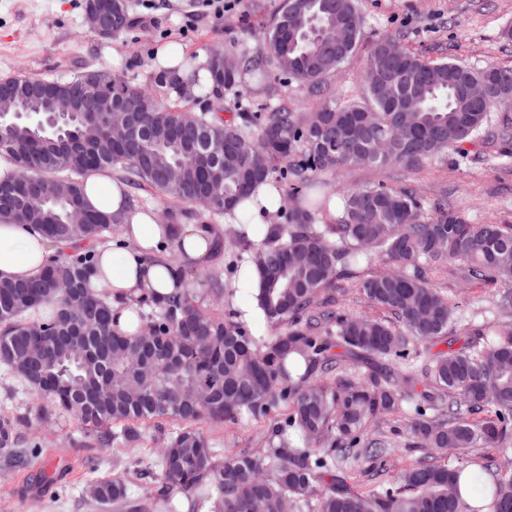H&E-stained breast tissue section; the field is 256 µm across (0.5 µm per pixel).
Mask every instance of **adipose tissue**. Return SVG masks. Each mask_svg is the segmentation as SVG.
Masks as SVG:
<instances>
[{"label": "adipose tissue", "instance_id": "obj_1", "mask_svg": "<svg viewBox=\"0 0 512 512\" xmlns=\"http://www.w3.org/2000/svg\"><path fill=\"white\" fill-rule=\"evenodd\" d=\"M83 188L91 209L112 214L123 224L127 249L122 267H115L111 248H98L92 278L109 292L120 328L134 331L140 324V298L161 301L186 288V267L205 262L215 238L203 224H181L172 230L158 223L155 214L132 205L127 187L110 174H90ZM167 241L175 244L178 260L161 257ZM50 253L48 241L37 230L0 219V281L34 276Z\"/></svg>", "mask_w": 512, "mask_h": 512}]
</instances>
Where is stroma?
I'll use <instances>...</instances> for the list:
<instances>
[{"mask_svg":"<svg viewBox=\"0 0 512 512\" xmlns=\"http://www.w3.org/2000/svg\"><path fill=\"white\" fill-rule=\"evenodd\" d=\"M84 0H0V80L14 77L71 79L90 69H107L125 79L145 84L154 76L156 53L177 44L184 55L223 49L237 57L268 56L267 32L280 0H237L234 8L216 15L212 0H128L130 27L120 36L101 39L85 22ZM360 38L352 55L331 75L326 85L337 102H366L364 69L367 53L378 39L390 36L426 60L451 59L482 68H512V40L503 32L512 27V0H359ZM268 106L284 103L296 112L315 111L322 103L308 87L270 70L264 85L242 84L225 91L223 118L252 111L253 100ZM477 159L458 162L455 153H444L420 170L402 166H351L316 181L330 194L358 186L384 184L414 188L425 202L440 194L451 195L468 219L477 223L512 224V140L486 141L471 148ZM186 223L218 225L224 250L204 266L189 270L190 288H208L220 275L224 289L233 295L224 300V312H237L248 303L245 291H233L235 274L229 266L235 252L232 227L223 217L205 208L185 207ZM431 288L453 306L447 335L426 345L408 347V362L427 393H434V354L471 344L474 328L504 321L497 307L499 283L468 281L456 265L431 278ZM0 413L19 417V434L33 442L29 466L21 472L0 463V512H102L86 495L90 480L127 470L130 497L145 505L148 495L161 486L155 440L159 433L146 431L138 444L119 448H86L78 423L63 417L42 426L31 391L0 366ZM286 407L266 416L243 420L226 428L208 429L216 453L247 449L262 453L278 446V428L284 427ZM386 443L379 464L362 460L340 463L335 471L354 490L374 487L377 466H384L386 480L400 470L426 459L454 469L470 464L481 448L433 451L417 447L405 432L404 417L395 412L374 427Z\"/></svg>","mask_w":512,"mask_h":512,"instance_id":"1","label":"stroma"}]
</instances>
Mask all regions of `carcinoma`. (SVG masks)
Returning <instances> with one entry per match:
<instances>
[{
    "label": "carcinoma",
    "instance_id": "1",
    "mask_svg": "<svg viewBox=\"0 0 512 512\" xmlns=\"http://www.w3.org/2000/svg\"><path fill=\"white\" fill-rule=\"evenodd\" d=\"M112 8L113 35L130 24L126 0H86ZM358 0H282L269 34L267 60L217 77L215 51L205 66L184 57L178 69L188 82L207 90L217 107L241 74L260 82L272 66L311 93L352 54L358 39ZM99 70L66 82L19 78L41 90L22 96L31 115L54 110V98L75 84L93 89ZM183 84L163 72L144 87L112 76V94L153 126V135L117 156L118 129L97 112H81L66 124L42 130L27 117L0 118V153L13 156L16 173L6 189L0 217L40 231L55 247L50 263L25 281H0V364L10 369L49 412L65 413L87 435L86 448H109L119 438L131 445L150 424L169 422L159 463L165 487L204 496L215 492L220 512H288L314 502L312 512H462L458 476L446 466L421 462L399 480L407 491L382 483L367 492L327 481L336 459H374L384 442L361 448L370 424L418 395V378L398 369L374 373L357 385L336 376L343 359L331 353L344 346L353 359L402 358L410 341H432L448 330L452 307L430 288L431 275L448 264L463 266L467 280L503 284L499 307L512 308V225L468 220L454 202L437 201L430 216L424 202L404 188L382 184L348 188L340 197L337 224H319L332 201L309 196L293 205L283 197L288 223L266 229L240 224L237 240L246 261L260 273L256 299L270 328H286L263 349L247 326L218 309L203 306L191 289L163 303L145 299L139 330L122 335L114 325L107 294L92 285L94 250L119 224L90 209L81 177L91 170L117 168L136 187L145 186L176 207L191 204L207 184L224 187L208 210L223 215L250 199L261 183L280 191L278 166L299 184L312 175L366 165L417 167L453 151L468 158L464 145L487 126L490 112L512 107V70L474 68L460 62L426 61L385 37L371 47L365 67L369 102L323 103L316 112H294L283 104L273 112H241L239 121L197 114L169 101ZM485 84L489 96L476 102L469 89ZM418 111L404 114L406 98ZM221 148L210 160L206 149ZM378 250L398 266L359 282L368 301L390 310L405 327L323 306L320 291L349 276L364 256ZM483 341L474 351L441 355L433 383L448 393V418L432 420L422 411L408 418L412 441L431 450L498 448L509 438L512 417V325L476 330ZM317 378L310 379L311 374ZM288 403L287 426L304 447H283L274 455L234 452L217 459L202 425L222 427L245 416H263ZM492 410L494 417L471 421ZM122 427V436L112 428ZM17 419L0 414V452L21 469L28 457L15 451ZM491 464L471 471V486L483 505L472 512H512V481H480ZM92 500L103 508L128 504V476L96 479ZM154 512H179L162 490Z\"/></svg>",
    "mask_w": 512,
    "mask_h": 512
}]
</instances>
